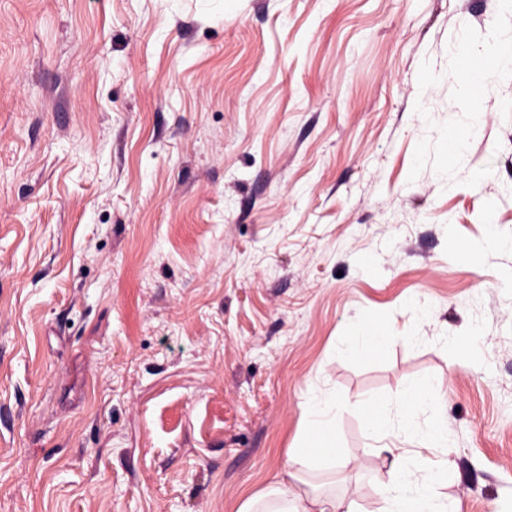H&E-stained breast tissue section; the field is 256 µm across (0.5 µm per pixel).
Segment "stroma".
I'll use <instances>...</instances> for the list:
<instances>
[{
    "label": "stroma",
    "instance_id": "obj_1",
    "mask_svg": "<svg viewBox=\"0 0 512 512\" xmlns=\"http://www.w3.org/2000/svg\"><path fill=\"white\" fill-rule=\"evenodd\" d=\"M506 34L501 0H0V512H238L324 391L348 466L304 477L376 512L357 404L422 377L449 512H512V78L472 123L462 69ZM367 321L399 342L347 356Z\"/></svg>",
    "mask_w": 512,
    "mask_h": 512
}]
</instances>
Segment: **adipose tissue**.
Returning a JSON list of instances; mask_svg holds the SVG:
<instances>
[{"mask_svg":"<svg viewBox=\"0 0 512 512\" xmlns=\"http://www.w3.org/2000/svg\"><path fill=\"white\" fill-rule=\"evenodd\" d=\"M339 410L336 398L329 394L306 403L307 421L299 443L288 450L274 488L245 501L240 512H361L353 495L336 499L292 489L300 466L313 460H326L333 469L344 466L345 455L336 444ZM423 411L431 415L425 425L419 422ZM362 413L371 434L383 439L382 450L390 462L391 481L379 512H447L434 493L446 465L434 451L448 445V415L430 381L421 378L389 398L364 402Z\"/></svg>","mask_w":512,"mask_h":512,"instance_id":"ef3b65f1","label":"adipose tissue"}]
</instances>
